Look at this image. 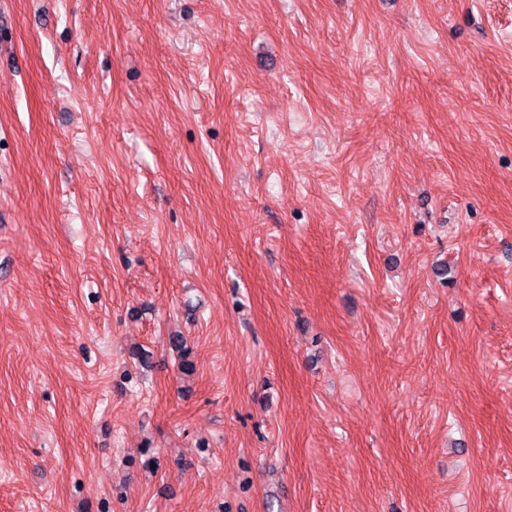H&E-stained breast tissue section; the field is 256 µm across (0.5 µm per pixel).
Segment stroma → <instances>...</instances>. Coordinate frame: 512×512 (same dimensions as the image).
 <instances>
[{
	"instance_id": "1",
	"label": "stroma",
	"mask_w": 512,
	"mask_h": 512,
	"mask_svg": "<svg viewBox=\"0 0 512 512\" xmlns=\"http://www.w3.org/2000/svg\"><path fill=\"white\" fill-rule=\"evenodd\" d=\"M0 512H512V0H0Z\"/></svg>"
}]
</instances>
